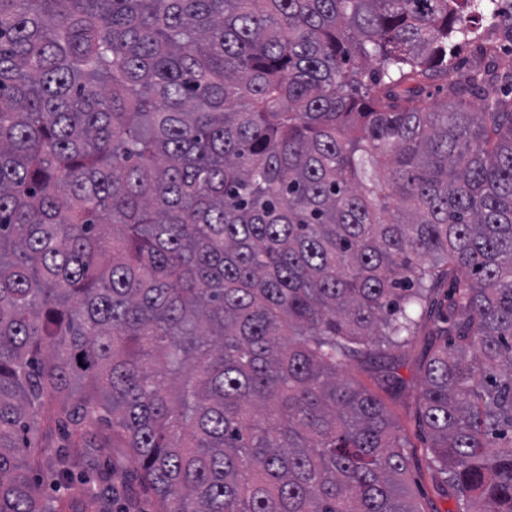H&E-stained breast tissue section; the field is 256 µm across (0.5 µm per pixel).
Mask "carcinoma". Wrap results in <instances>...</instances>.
Instances as JSON below:
<instances>
[{"label": "carcinoma", "instance_id": "cac0c4a2", "mask_svg": "<svg viewBox=\"0 0 512 512\" xmlns=\"http://www.w3.org/2000/svg\"><path fill=\"white\" fill-rule=\"evenodd\" d=\"M443 283L425 452L512 512V0H0V512H421L348 365ZM96 458V465L109 464L114 481L136 484V464L132 461L128 448H103Z\"/></svg>", "mask_w": 512, "mask_h": 512}]
</instances>
